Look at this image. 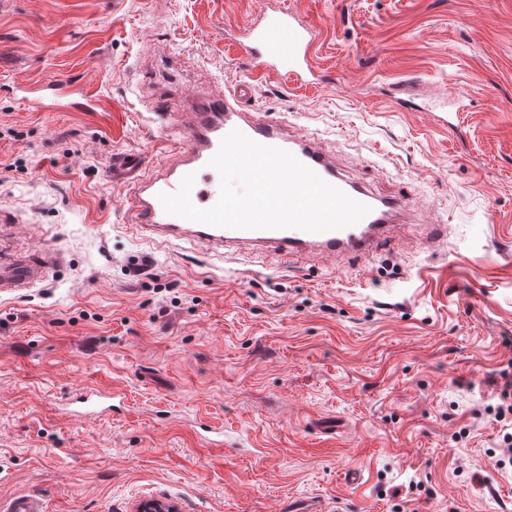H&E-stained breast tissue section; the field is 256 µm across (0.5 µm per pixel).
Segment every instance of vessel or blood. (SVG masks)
Returning <instances> with one entry per match:
<instances>
[{"label":"vessel or blood","instance_id":"1","mask_svg":"<svg viewBox=\"0 0 512 512\" xmlns=\"http://www.w3.org/2000/svg\"><path fill=\"white\" fill-rule=\"evenodd\" d=\"M314 43L313 28L301 23L292 10L280 6L248 28L243 49L252 74L264 76L282 70L289 80L312 83L319 79L312 62ZM251 95V83L235 80L224 93L207 99L195 111L178 113L180 137L175 144L176 152L161 162L158 173L148 171L136 155L114 160L112 179L132 186L135 191L137 232L154 242L201 245L224 254L241 249H271L284 257L306 249L327 255L373 252L386 225L404 213V201L379 198L349 180L311 140L292 135L287 119L248 108ZM235 129L258 143L290 152L326 182L368 205L369 214L354 226L321 233L213 227L167 214L160 194L176 192L183 177L190 173L195 176L193 203L207 209L217 202L219 175L209 161L222 139ZM60 261V254L55 252L36 260L21 255L12 257L0 266V293L32 286ZM121 399L117 392L102 394L88 390L73 396L69 405L75 413L88 414L99 407L113 408Z\"/></svg>","mask_w":512,"mask_h":512}]
</instances>
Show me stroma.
Listing matches in <instances>:
<instances>
[{
	"mask_svg": "<svg viewBox=\"0 0 512 512\" xmlns=\"http://www.w3.org/2000/svg\"><path fill=\"white\" fill-rule=\"evenodd\" d=\"M278 3L317 30L323 82L248 70L234 39ZM52 78L94 111H33ZM233 80L406 202L376 252L136 235L113 156L156 162ZM0 206L6 254L64 259L0 296V502L512 512V0H0ZM86 387L123 413L72 416Z\"/></svg>",
	"mask_w": 512,
	"mask_h": 512,
	"instance_id": "stroma-1",
	"label": "stroma"
}]
</instances>
